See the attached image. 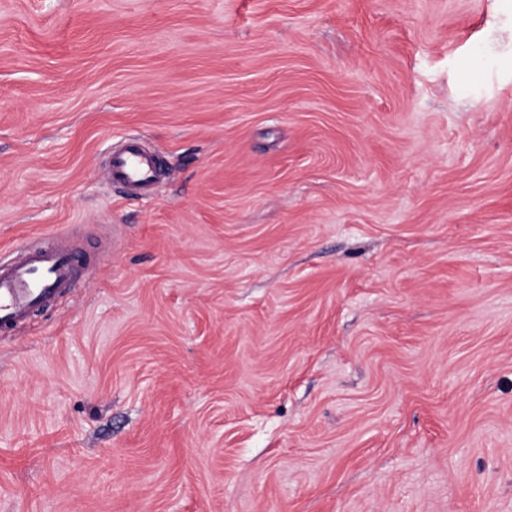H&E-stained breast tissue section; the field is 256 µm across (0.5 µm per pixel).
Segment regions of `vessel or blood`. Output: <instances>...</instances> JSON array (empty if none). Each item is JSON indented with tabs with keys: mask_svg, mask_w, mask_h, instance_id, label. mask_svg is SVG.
I'll return each mask as SVG.
<instances>
[{
	"mask_svg": "<svg viewBox=\"0 0 512 512\" xmlns=\"http://www.w3.org/2000/svg\"><path fill=\"white\" fill-rule=\"evenodd\" d=\"M109 177L129 191L143 193L156 182L159 165L139 137L109 155ZM78 269V258L62 242L36 248H20L9 262L0 263V329L24 321L33 309L70 287Z\"/></svg>",
	"mask_w": 512,
	"mask_h": 512,
	"instance_id": "1",
	"label": "vessel or blood"
}]
</instances>
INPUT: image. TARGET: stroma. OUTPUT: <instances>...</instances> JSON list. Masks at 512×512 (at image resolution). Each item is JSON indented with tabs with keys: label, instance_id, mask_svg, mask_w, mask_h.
Returning a JSON list of instances; mask_svg holds the SVG:
<instances>
[{
	"label": "stroma",
	"instance_id": "obj_1",
	"mask_svg": "<svg viewBox=\"0 0 512 512\" xmlns=\"http://www.w3.org/2000/svg\"><path fill=\"white\" fill-rule=\"evenodd\" d=\"M511 8L0 0V512H512ZM108 169L112 184L119 183L136 193L147 192L159 175L156 156L138 136H131L122 148L110 153ZM78 258L57 240L46 247H22L7 263H0V329L24 321L33 309L69 288L78 269Z\"/></svg>",
	"mask_w": 512,
	"mask_h": 512
}]
</instances>
